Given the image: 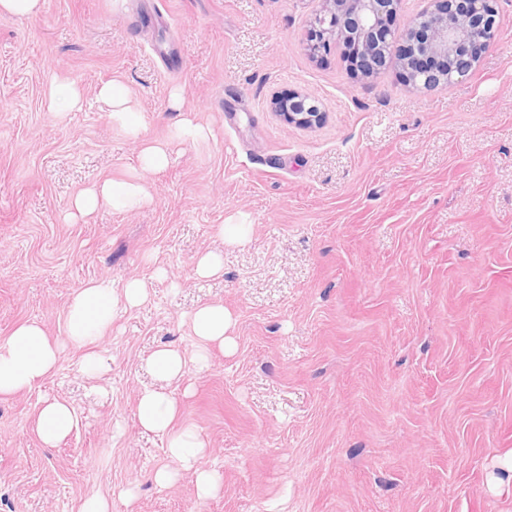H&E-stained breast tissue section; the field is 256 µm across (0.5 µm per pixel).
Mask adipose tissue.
<instances>
[{"mask_svg":"<svg viewBox=\"0 0 512 512\" xmlns=\"http://www.w3.org/2000/svg\"><path fill=\"white\" fill-rule=\"evenodd\" d=\"M96 100L107 108L113 122L121 125L127 134L140 137L142 125L138 106L122 83L103 84ZM171 160L169 144L144 146L140 153L141 173L122 181L106 180L86 189L73 200L69 219L90 216L104 205L119 211H132L148 205L152 195L145 172L162 170ZM151 298L152 284L147 280L132 278L117 289L111 280L103 278L75 290L66 311L65 342L50 339L39 322L20 324L10 336L0 340V396L39 386L55 371L64 345L82 346L94 342L118 315L145 306ZM187 323L195 342L192 353L163 347L148 360L150 370L160 381L178 382L190 369H203L211 346H219L227 352L235 348L232 335L235 320L223 305H199L189 314ZM180 411L181 400L174 392L148 387L138 394V424L142 430L165 438L170 460L169 465L156 469L151 479L163 486L175 481L180 472H193L196 498L204 502L219 492V477L203 466L207 442L194 426L178 423ZM75 425L74 410L67 402L48 401L39 411L38 432L46 445H56Z\"/></svg>","mask_w":512,"mask_h":512,"instance_id":"1","label":"adipose tissue"}]
</instances>
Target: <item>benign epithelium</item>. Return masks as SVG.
Segmentation results:
<instances>
[{"mask_svg": "<svg viewBox=\"0 0 512 512\" xmlns=\"http://www.w3.org/2000/svg\"><path fill=\"white\" fill-rule=\"evenodd\" d=\"M403 0H320L309 30L308 46L316 55L336 41L350 65L370 76L383 69L397 39L404 40L398 66L406 85L433 89L468 76L499 34L498 0H422L424 6L398 32ZM272 108L285 122L303 128L319 125L316 97L292 92L276 97Z\"/></svg>", "mask_w": 512, "mask_h": 512, "instance_id": "1", "label": "benign epithelium"}]
</instances>
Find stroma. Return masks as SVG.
Wrapping results in <instances>:
<instances>
[{"instance_id":"35a3bbf8","label":"stroma","mask_w":512,"mask_h":512,"mask_svg":"<svg viewBox=\"0 0 512 512\" xmlns=\"http://www.w3.org/2000/svg\"><path fill=\"white\" fill-rule=\"evenodd\" d=\"M318 7L45 0L36 18L0 16V339L28 321L64 339L89 280L153 284L93 344L103 375L69 346L40 386L0 397V512H77L93 493L112 512H512L493 485L512 452V0L476 69L431 90L393 62L352 72L336 43L312 57ZM115 78L141 140L168 141L184 113L211 135L148 174L152 204L69 224L75 195L139 167L140 140L95 100ZM55 79L82 88L83 111L47 109ZM289 91L318 98L319 126L272 111ZM241 213L249 236L225 245L215 229ZM208 250L224 273L196 279ZM201 303L236 319L234 352L212 348L208 370L171 386L191 385L178 420L222 477L205 502L191 473L150 481L165 442L136 419L148 357L192 350L185 315ZM52 399L77 425L49 447L36 419Z\"/></svg>"}]
</instances>
